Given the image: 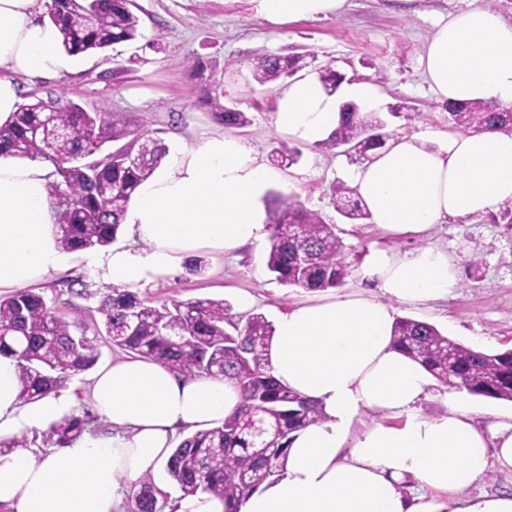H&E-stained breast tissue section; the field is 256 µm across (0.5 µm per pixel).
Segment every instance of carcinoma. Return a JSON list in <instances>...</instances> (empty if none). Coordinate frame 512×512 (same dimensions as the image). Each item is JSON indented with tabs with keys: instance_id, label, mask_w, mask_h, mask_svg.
Wrapping results in <instances>:
<instances>
[{
	"instance_id": "carcinoma-1",
	"label": "carcinoma",
	"mask_w": 512,
	"mask_h": 512,
	"mask_svg": "<svg viewBox=\"0 0 512 512\" xmlns=\"http://www.w3.org/2000/svg\"><path fill=\"white\" fill-rule=\"evenodd\" d=\"M131 0H52L49 20L63 36L71 56L102 52L139 35V18ZM306 65L304 56L262 52L251 62L252 80L260 86L283 81ZM193 77L205 83L214 119L245 126L246 113L224 102V92L199 60L189 63ZM325 91L336 92L339 73L314 68ZM448 121L473 132L512 131V109L491 102L448 105ZM375 112L354 102L341 106L336 129L316 143L320 149H344L367 157L391 134ZM124 141L98 156L107 143ZM168 147L150 132L133 131L122 117L88 112L62 97L36 98L19 106L13 120L0 127V155L40 160L51 165L48 195L57 240L69 253L108 247L116 240L136 186L153 175ZM138 162L130 164L127 156ZM336 211L350 221L372 217L349 189L336 191ZM267 268L288 287L321 291L343 284L349 274L344 243L336 225L291 199H274L269 210ZM100 333L136 356L150 358L184 379L223 377L238 388L241 402L220 425L181 439L165 465L184 496L209 494L225 504L224 512L283 473L290 435L324 420L323 407L278 382L266 367L264 353L274 335L261 313H232L222 299L170 298L162 302L129 288L105 285L97 291ZM394 342L419 361L441 384L470 395L512 402V350L488 352L457 342L435 325L409 317L396 319ZM0 353L17 360L21 398L43 397L90 371L99 353L86 336L84 312L71 308L62 316L35 288L0 296ZM263 423L259 434L254 425ZM81 416H65L43 433L47 448H69L86 430ZM134 512H157L153 478L136 482Z\"/></svg>"
}]
</instances>
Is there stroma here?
Listing matches in <instances>:
<instances>
[{
  "label": "stroma",
  "mask_w": 512,
  "mask_h": 512,
  "mask_svg": "<svg viewBox=\"0 0 512 512\" xmlns=\"http://www.w3.org/2000/svg\"><path fill=\"white\" fill-rule=\"evenodd\" d=\"M484 0H347L335 14L318 15L275 25L258 10L257 0H134L140 19L136 40L106 51L75 58L57 78L32 82L21 79L23 101L65 95L85 110L121 115L130 127L144 128L162 138L168 148L199 142L221 131L214 121L201 82L188 70L189 57L224 73V93L250 123L234 133L247 140L266 162L280 146L297 148L301 157L282 167L273 191L321 212L336 224L345 245L350 273L344 292H368L358 269L375 248L405 252L418 240L394 236L376 224H349L332 205L335 187H351L360 160L338 151L277 132L274 127L279 83L264 86L251 79V61L260 51L310 53L316 65H331L345 83L367 85L381 102L380 113L390 128L408 127L426 137L428 146L444 144L456 128L448 120L422 75L420 58L427 40L442 19ZM430 244L445 249L467 268L471 257L479 265L473 277L463 278L457 293L435 301L395 303L396 316L435 325L465 345L485 350L512 349V229L491 216L464 224L437 225ZM206 268L201 275L178 269L171 277L144 288L155 300L216 298L238 306L252 299V312L274 319L293 305L312 300L310 292L277 282L266 267V247H249L234 254L201 250ZM102 279L86 268L84 253L71 266L41 284L47 300L60 311L80 306L87 335L94 338L100 365L126 358L96 333V291ZM88 296H81V289Z\"/></svg>",
  "instance_id": "35a3bbf8"
}]
</instances>
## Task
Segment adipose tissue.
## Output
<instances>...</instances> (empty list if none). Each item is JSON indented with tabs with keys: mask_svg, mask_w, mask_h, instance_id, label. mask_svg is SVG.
I'll list each match as a JSON object with an SVG mask.
<instances>
[{
	"mask_svg": "<svg viewBox=\"0 0 512 512\" xmlns=\"http://www.w3.org/2000/svg\"><path fill=\"white\" fill-rule=\"evenodd\" d=\"M344 0H259L269 21L287 23L338 12ZM38 0H0V126L21 103L15 76L51 79L68 69L63 36L39 20ZM425 79L444 103L493 102L512 108V21L468 7L439 24L422 56ZM356 100L375 110L369 89L346 84L327 94L317 76L295 80L276 100L275 127L307 142L327 137L339 107ZM353 189L382 230L428 236L438 224L471 221L512 203V132L458 133L443 148L398 136L370 152ZM46 163L0 156V289L42 283L73 256L56 240ZM280 176L241 137L216 133L173 150L134 190L122 227L130 245L88 257L94 275L142 288L174 274L203 249L230 253L268 236L263 196ZM377 294L342 293L299 303L275 320L266 358L275 378L318 401L325 421L291 436L284 474L239 512H512V496L480 495L440 505L432 491L480 482L491 464L512 469V420L482 426L457 392L447 411L421 403L432 375L393 341V302L422 303L460 286L447 252L424 245L371 250L360 267ZM17 361L0 355V443L41 436L82 404L108 421L65 456L17 448L0 453V505L12 512H115L122 480L156 474L178 434L223 422L240 402L224 378L186 380L147 358L98 370L84 397L53 392L20 398ZM376 413L361 424L363 412Z\"/></svg>",
	"mask_w": 512,
	"mask_h": 512,
	"instance_id": "1",
	"label": "adipose tissue"
}]
</instances>
